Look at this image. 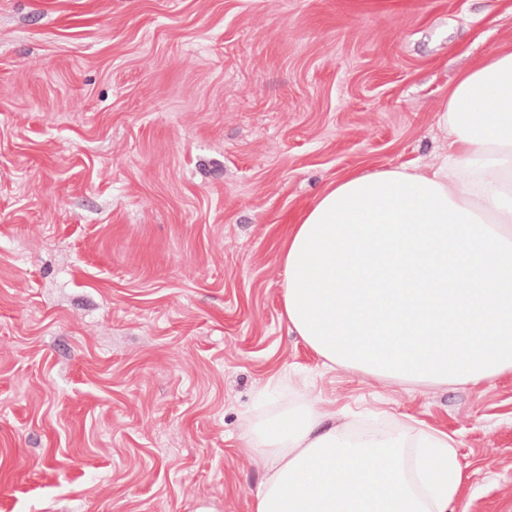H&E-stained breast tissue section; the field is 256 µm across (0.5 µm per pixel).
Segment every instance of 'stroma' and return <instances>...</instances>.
<instances>
[{
	"mask_svg": "<svg viewBox=\"0 0 512 512\" xmlns=\"http://www.w3.org/2000/svg\"><path fill=\"white\" fill-rule=\"evenodd\" d=\"M512 0H0V512H251L243 436L305 399L457 442L512 512V373L328 369L280 241L351 172L437 163Z\"/></svg>",
	"mask_w": 512,
	"mask_h": 512,
	"instance_id": "1",
	"label": "stroma"
}]
</instances>
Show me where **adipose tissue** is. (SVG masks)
<instances>
[{
    "label": "adipose tissue",
    "instance_id": "adipose-tissue-1",
    "mask_svg": "<svg viewBox=\"0 0 512 512\" xmlns=\"http://www.w3.org/2000/svg\"><path fill=\"white\" fill-rule=\"evenodd\" d=\"M438 125L437 164L345 174L283 244L288 323L330 364L423 384L512 372V49L456 78ZM332 416L307 401L253 430V512H454L446 432L351 442Z\"/></svg>",
    "mask_w": 512,
    "mask_h": 512
}]
</instances>
